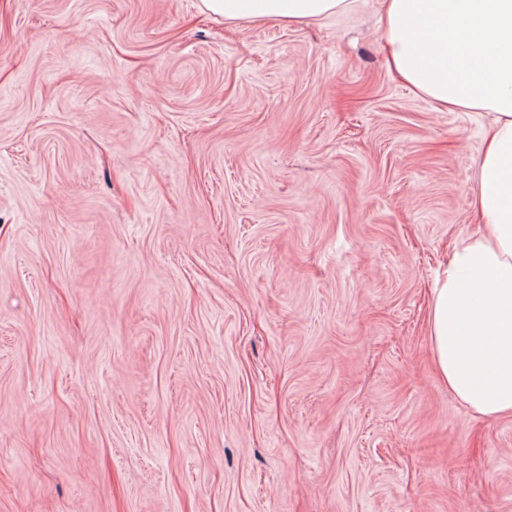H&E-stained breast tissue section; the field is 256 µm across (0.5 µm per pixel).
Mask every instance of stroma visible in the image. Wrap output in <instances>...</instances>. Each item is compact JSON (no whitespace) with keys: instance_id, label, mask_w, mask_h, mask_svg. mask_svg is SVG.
<instances>
[{"instance_id":"stroma-1","label":"stroma","mask_w":512,"mask_h":512,"mask_svg":"<svg viewBox=\"0 0 512 512\" xmlns=\"http://www.w3.org/2000/svg\"><path fill=\"white\" fill-rule=\"evenodd\" d=\"M379 12L0 0V512H512L427 331L484 121ZM203 7L226 21L302 24L344 10L347 0H201Z\"/></svg>"}]
</instances>
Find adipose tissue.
<instances>
[{
  "label": "adipose tissue",
  "instance_id": "ef3b65f1",
  "mask_svg": "<svg viewBox=\"0 0 512 512\" xmlns=\"http://www.w3.org/2000/svg\"><path fill=\"white\" fill-rule=\"evenodd\" d=\"M388 59L438 109L486 121L481 222L441 263L428 313L435 372L468 410L512 416V0H381ZM228 21L301 24L347 0H201Z\"/></svg>",
  "mask_w": 512,
  "mask_h": 512
}]
</instances>
